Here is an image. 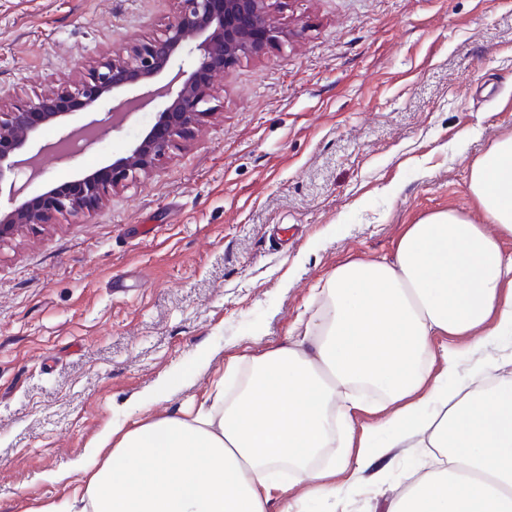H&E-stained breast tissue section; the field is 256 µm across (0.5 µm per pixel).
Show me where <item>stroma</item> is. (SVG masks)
Wrapping results in <instances>:
<instances>
[{
    "mask_svg": "<svg viewBox=\"0 0 512 512\" xmlns=\"http://www.w3.org/2000/svg\"><path fill=\"white\" fill-rule=\"evenodd\" d=\"M287 44L210 91L198 135L96 210L0 243V512H37L110 424L179 416L228 358L285 341L314 286L408 225L484 215L472 163L512 134V0H267ZM175 0H0V107L73 84ZM159 103L39 185L111 161ZM359 490L307 512H387Z\"/></svg>",
    "mask_w": 512,
    "mask_h": 512,
    "instance_id": "1",
    "label": "stroma"
}]
</instances>
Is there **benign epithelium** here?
Returning <instances> with one entry per match:
<instances>
[{"label":"benign epithelium","mask_w":512,"mask_h":512,"mask_svg":"<svg viewBox=\"0 0 512 512\" xmlns=\"http://www.w3.org/2000/svg\"><path fill=\"white\" fill-rule=\"evenodd\" d=\"M179 14L163 37L132 42L112 53L73 86L0 113V192L8 189L14 204L0 211V243L24 229L31 231L58 214L90 212L106 193L147 176L156 162L210 116V90L216 77L242 58L260 56L288 41L266 10V0H178ZM170 73L163 85L158 77ZM162 100L155 123L121 156L70 181L49 185L32 197L21 192L39 176L34 160L45 145V130L68 144L87 133L81 146L64 152L70 159L84 153L110 131L122 128L134 107ZM103 102L112 107L97 117ZM85 122L79 126L73 121Z\"/></svg>","instance_id":"obj_1"}]
</instances>
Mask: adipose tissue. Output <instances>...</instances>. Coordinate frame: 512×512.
<instances>
[{
    "instance_id": "1",
    "label": "adipose tissue",
    "mask_w": 512,
    "mask_h": 512,
    "mask_svg": "<svg viewBox=\"0 0 512 512\" xmlns=\"http://www.w3.org/2000/svg\"><path fill=\"white\" fill-rule=\"evenodd\" d=\"M468 190L488 218L438 211L408 225L392 258L355 260L319 288L320 315L288 341L235 356L198 406L104 429L56 482L40 512H270L275 469H292L279 512L335 497L393 442L435 449V469L398 490L389 512H512V357L449 383L457 358L512 333V134L472 167ZM463 337L437 351L439 336ZM361 391L379 424L354 431Z\"/></svg>"
}]
</instances>
